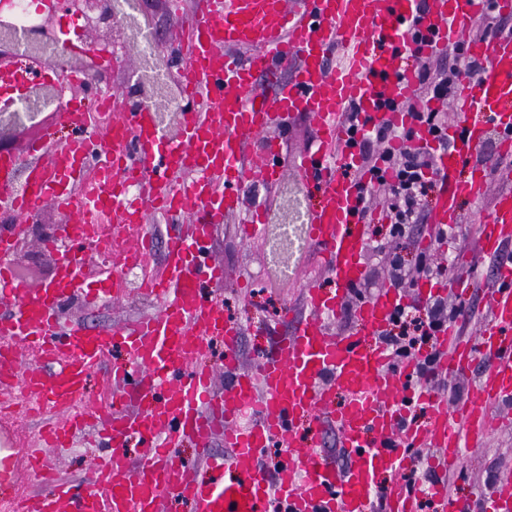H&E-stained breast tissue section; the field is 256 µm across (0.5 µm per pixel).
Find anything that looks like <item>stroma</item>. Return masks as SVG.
I'll return each instance as SVG.
<instances>
[{"mask_svg": "<svg viewBox=\"0 0 512 512\" xmlns=\"http://www.w3.org/2000/svg\"><path fill=\"white\" fill-rule=\"evenodd\" d=\"M504 187V182L495 176L490 180L483 199H460L457 204L460 223L453 225L444 242L435 248L445 267V272L439 279L444 286L442 297L448 307L459 309L457 321L464 337L472 340L478 338L482 321L488 313L486 291L477 287L471 293L461 296L448 288L447 283L466 278L468 267L463 263L462 257L477 253L476 227L486 220L494 197ZM57 222L56 210L44 208L38 216L37 230L26 233L28 246L25 254L18 259L16 269L30 286L46 285L54 277L46 260L39 232L52 228ZM366 233L368 238L385 240L388 251H396L403 258L407 273L404 292L407 296H415L417 289L424 283L416 271L417 254L430 233L429 228H421L402 241L391 238L388 225L380 222L368 224ZM209 253L224 265V288L219 296L224 301L225 315L235 317L245 310L251 313V322L244 329L240 350L241 364L248 370L255 368L263 357L270 355L279 338L288 334L290 326L283 317L284 311L291 305L300 306L301 294L305 288L314 285L329 289L333 286L320 256L313 251L291 260L293 273L290 277L281 280L267 274L268 259L260 246L259 238L243 239L238 218L234 215L229 216L215 230ZM362 262V292L358 295L348 294V310L336 318L335 330L355 328L354 311L360 304L361 296H373L389 286V262L385 253L367 249ZM156 309V304L146 305L126 297L96 309L74 300L64 304L61 314L63 318L79 319L94 328H108L153 313ZM500 415L502 426L484 444L464 449V471L454 475L449 489L451 497L468 500L470 512H483L478 489L488 487L490 478L512 472V404L502 406Z\"/></svg>", "mask_w": 512, "mask_h": 512, "instance_id": "1", "label": "stroma"}]
</instances>
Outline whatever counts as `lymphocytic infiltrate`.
I'll use <instances>...</instances> for the list:
<instances>
[{"label":"lymphocytic infiltrate","instance_id":"f902f5d3","mask_svg":"<svg viewBox=\"0 0 512 512\" xmlns=\"http://www.w3.org/2000/svg\"><path fill=\"white\" fill-rule=\"evenodd\" d=\"M414 61L421 88L437 99L454 97L462 78H476L482 69L480 62L470 58L464 59L461 65L449 67L434 63L428 56H415ZM411 117V125L401 130L385 126L363 131L358 123L350 125L352 133L358 136L360 163L354 178L361 183L363 201L368 204L377 197L386 199L385 218L395 238L404 237L408 228L422 223V202L432 188L431 182L425 179V172L434 166L433 153L405 149V142L424 132L438 150H447L449 146L445 113L415 108ZM419 310L416 317L408 310H399L393 329L383 335L382 340L395 360L418 357L414 377L428 381L438 376L441 354L435 349L424 354L420 347L444 325L455 320L456 315L437 297L420 305Z\"/></svg>","mask_w":512,"mask_h":512}]
</instances>
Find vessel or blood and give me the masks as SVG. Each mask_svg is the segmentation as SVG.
<instances>
[{"label":"vessel or blood","instance_id":"obj_1","mask_svg":"<svg viewBox=\"0 0 512 512\" xmlns=\"http://www.w3.org/2000/svg\"><path fill=\"white\" fill-rule=\"evenodd\" d=\"M414 5L195 0L191 12L179 15L185 36L177 51L187 61L180 78L189 89L180 138L165 137L152 107L139 105L114 116L97 144L111 154L114 172L146 171L139 197H127L117 179L103 175L95 197L77 199L87 145L58 132L81 125L82 102L56 114L55 132L29 143L27 162L0 153L1 187L25 177L21 192L0 196L1 210L27 215L51 205L77 215V223L63 227L74 241L94 237L89 210L104 207L117 232L131 235V251L150 254L156 244L164 246L162 270L151 286L158 311L120 327L92 329L61 324L57 315L69 298L97 297L73 261L63 259L51 283L32 287L15 279L7 260L20 226L0 229V299L11 306L0 317V400L10 399L21 382L44 407L27 450L28 476L37 489L14 491L0 501V512H163L175 498L191 501L194 512H372L378 496L383 512H418L424 499L438 512H469L468 503L449 500L447 473L460 467L462 448L481 445L498 427L496 408L512 401V265L496 270L490 322L478 341L465 339L453 324L437 335L443 375L463 374L478 358L486 363L456 408L428 389L405 386L413 362L392 368L383 344L367 348L361 332L342 335L329 327L362 278L367 244L359 183L336 172L337 162L358 155L343 113L353 105L370 125L410 124L404 104L415 99L418 77L414 69L397 68L403 47L395 25L412 15ZM474 6V0H429L419 23L421 54H438L464 36ZM469 46L486 69L463 86L459 123L448 128L450 146L435 156L442 192L433 221L441 226L457 223L459 199L484 196L493 174L482 158L486 140L497 136L501 153H512V37L473 39ZM334 49L342 61L331 67L326 58ZM296 116L306 119L316 142L315 150L292 160L302 182L321 191L308 216L310 242L336 291L304 289V316H291V331L253 374L238 367L241 325L206 292L223 286L224 265L205 246L255 180L275 179L283 152L269 133ZM465 161L471 176L457 178ZM196 211L200 220L186 229L168 226L162 241L146 221L151 212L169 218ZM477 236L485 257L512 242L511 188L497 194ZM407 304L398 289L379 291L357 309L361 331L379 338ZM217 337L230 378L220 394L211 367L202 362ZM116 349L125 357L108 374L114 394L108 402H91L87 384ZM339 391L347 401L338 408L333 396ZM418 404L434 410L420 426L407 421ZM304 420L311 424L306 441L295 434ZM329 429L346 454L345 467L322 451ZM91 430L101 452L90 484L62 481L55 456ZM218 432L222 455L209 451ZM134 438L147 445L138 464L125 451ZM182 438L204 450L208 481L175 467L171 450ZM273 445L286 451L274 472L262 463ZM425 448L445 455L422 456ZM420 466L434 480L408 485L405 473ZM481 498L486 512H512V477L498 478Z\"/></svg>","mask_w":512,"mask_h":512}]
</instances>
